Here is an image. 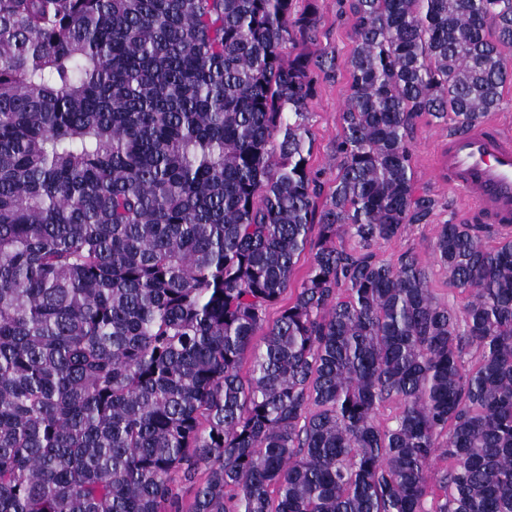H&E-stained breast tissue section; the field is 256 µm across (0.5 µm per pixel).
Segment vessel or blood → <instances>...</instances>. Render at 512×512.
<instances>
[{"label": "vessel or blood", "mask_w": 512, "mask_h": 512, "mask_svg": "<svg viewBox=\"0 0 512 512\" xmlns=\"http://www.w3.org/2000/svg\"><path fill=\"white\" fill-rule=\"evenodd\" d=\"M440 161L450 185L473 194L497 230L512 231V130L481 121L449 134Z\"/></svg>", "instance_id": "b4317fda"}]
</instances>
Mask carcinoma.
Instances as JSON below:
<instances>
[{
	"instance_id": "1",
	"label": "carcinoma",
	"mask_w": 512,
	"mask_h": 512,
	"mask_svg": "<svg viewBox=\"0 0 512 512\" xmlns=\"http://www.w3.org/2000/svg\"><path fill=\"white\" fill-rule=\"evenodd\" d=\"M295 4L0 0V512H512V236L441 225L460 310L376 253L438 206L413 119L501 106L512 0H349L345 64ZM349 75L345 68L340 72L324 75L314 74L315 94L309 103V128L314 139V150L310 160L324 191H328L336 176V138L341 132V113L348 95ZM310 263H311V253L307 250L306 252H304L301 255V257L295 267L293 287L291 289H288V291L283 294L281 301L277 305L271 307L268 310L267 320L270 323L273 322L278 317L280 307L282 305L287 304L288 301L292 298V296L294 295V292H295V288L299 287L301 281L306 276V273L309 269Z\"/></svg>"
}]
</instances>
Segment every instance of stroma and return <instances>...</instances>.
<instances>
[{"label": "stroma", "mask_w": 512, "mask_h": 512, "mask_svg": "<svg viewBox=\"0 0 512 512\" xmlns=\"http://www.w3.org/2000/svg\"><path fill=\"white\" fill-rule=\"evenodd\" d=\"M322 14L315 51L335 54L347 60L355 43L351 20L341 11L337 0H319ZM349 75L340 71L331 75L315 73V94L309 103V128L314 139L310 160L320 181L331 183L336 175V138L341 131V114L348 95ZM452 131L451 121L416 119L410 134L414 161V180L420 191L435 196L439 205L429 223L410 224L402 233L379 249L381 258L394 261L406 252L414 253L429 272V285L437 298L450 307L461 308L467 295L448 283L447 271L434 259V243L441 224H482L486 217L465 191L448 185L436 171L440 147Z\"/></svg>", "instance_id": "35a3bbf8"}]
</instances>
